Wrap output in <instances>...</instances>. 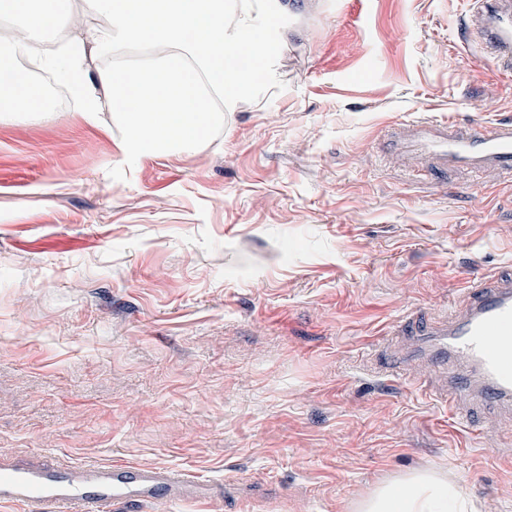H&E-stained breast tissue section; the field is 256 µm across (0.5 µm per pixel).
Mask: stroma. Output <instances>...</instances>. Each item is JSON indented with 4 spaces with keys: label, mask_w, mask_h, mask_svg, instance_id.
Returning <instances> with one entry per match:
<instances>
[{
    "label": "stroma",
    "mask_w": 512,
    "mask_h": 512,
    "mask_svg": "<svg viewBox=\"0 0 512 512\" xmlns=\"http://www.w3.org/2000/svg\"><path fill=\"white\" fill-rule=\"evenodd\" d=\"M268 59L204 147L132 164L101 95L0 123V450L225 483L222 512H356L431 470L512 512V416L465 428L406 317L512 275V178L416 169L403 122L512 118L471 0H251Z\"/></svg>",
    "instance_id": "obj_1"
}]
</instances>
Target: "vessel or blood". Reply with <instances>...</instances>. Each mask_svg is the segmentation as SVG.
I'll list each match as a JSON object with an SVG mask.
<instances>
[{"instance_id":"obj_1","label":"vessel or blood","mask_w":512,"mask_h":512,"mask_svg":"<svg viewBox=\"0 0 512 512\" xmlns=\"http://www.w3.org/2000/svg\"><path fill=\"white\" fill-rule=\"evenodd\" d=\"M475 32L486 63L512 69V0H475ZM399 149L452 165L495 167L512 175V120L486 126L474 113L468 126L453 120L404 124ZM415 351L447 371L446 405L456 396L512 410V279L473 278L463 314L440 322L418 339ZM218 498L207 479L177 468L131 464L57 463L32 453H0V503L22 512H134L145 503L187 502L195 512Z\"/></svg>"}]
</instances>
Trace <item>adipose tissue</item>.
Instances as JSON below:
<instances>
[{"label":"adipose tissue","mask_w":512,"mask_h":512,"mask_svg":"<svg viewBox=\"0 0 512 512\" xmlns=\"http://www.w3.org/2000/svg\"><path fill=\"white\" fill-rule=\"evenodd\" d=\"M63 3L6 0L1 9L24 25L12 52L70 76L85 118H94L97 91L107 89L113 119L128 130L116 148L131 161L201 150L206 130L224 122L223 111L210 106V97L227 90L243 94L252 85L250 66L240 61V51L254 59L267 52L261 29L242 27L249 0H240L235 12L225 8L224 0H86L88 11L106 20L90 35L93 51L152 52L146 65L119 75L103 70L90 80L80 45L52 52L42 42L44 34L60 25ZM358 512H477V507L455 484L430 472H415L377 487L361 499Z\"/></svg>","instance_id":"1"}]
</instances>
